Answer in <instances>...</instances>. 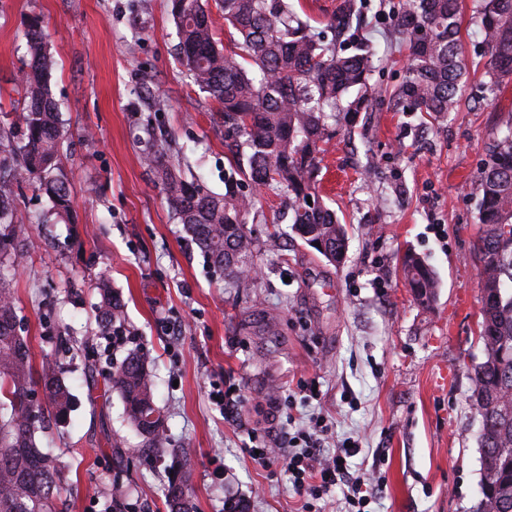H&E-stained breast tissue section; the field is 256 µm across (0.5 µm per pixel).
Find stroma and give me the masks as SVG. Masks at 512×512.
<instances>
[{
  "label": "stroma",
  "mask_w": 512,
  "mask_h": 512,
  "mask_svg": "<svg viewBox=\"0 0 512 512\" xmlns=\"http://www.w3.org/2000/svg\"><path fill=\"white\" fill-rule=\"evenodd\" d=\"M32 15L47 34L74 212L69 224L30 226V257L14 287L33 366L60 362L76 395L69 421L40 435L41 447L68 465L67 512H113L102 494L112 484L128 489L123 512H167L165 490L175 481L192 492L197 512H224L233 494L250 512H301L285 461L261 465L246 448L283 440L289 417L320 413L332 423L326 449L358 440L353 467L382 477L371 512H471L480 480L471 377L483 350L470 185L512 125V82L485 91L475 0H464L460 15L474 61L461 109L438 123L393 106L408 47L392 35L389 0H363L339 49L373 52V105L328 146L319 187L348 229L346 259L330 265L265 191L247 223L261 274L238 288L209 266L143 162L150 126L185 157L187 177L213 192H223L229 169L219 107L173 54L168 0H0L1 127L15 124L23 106ZM409 249L438 277L432 308L405 284ZM103 275L135 337L118 348L96 332L94 286ZM132 351L149 360L170 445L189 450L188 464L142 448L116 392L89 396L86 369L110 377ZM228 373L243 395L234 422L208 399L211 383ZM303 382L317 383L319 397L289 408Z\"/></svg>",
  "instance_id": "stroma-1"
}]
</instances>
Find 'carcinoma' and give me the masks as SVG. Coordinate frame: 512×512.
Listing matches in <instances>:
<instances>
[{
	"label": "carcinoma",
	"mask_w": 512,
	"mask_h": 512,
	"mask_svg": "<svg viewBox=\"0 0 512 512\" xmlns=\"http://www.w3.org/2000/svg\"><path fill=\"white\" fill-rule=\"evenodd\" d=\"M177 29L176 55L192 83L219 105L224 141L231 143L230 171L224 194L188 181L181 164L149 148L146 159L166 190L175 218L203 251L224 282L248 280L256 268V245L246 219L257 212V198L244 185L288 197L291 228L307 244L324 245L322 256L336 266V254L347 249L348 231L336 212L319 198L321 156L342 128L369 111L372 54L364 49L349 55L336 51L322 33L291 24L285 0H218L238 33L235 49L218 45L206 0H169ZM461 0H401L398 32L408 44L405 80L392 98L402 112H425L435 120L457 111L467 60L459 40ZM358 0H339L328 26L340 30L359 11ZM477 15L483 56L493 91L512 78V0H478ZM29 62L22 86L20 140L0 129V512H65L60 489L66 465L39 447L37 434L49 421H67L73 394L57 363L47 360L34 369L25 337L18 334L14 273L27 260L28 229L9 198L15 184L28 182L50 203L41 223L68 220L73 207L71 180L61 165L65 131L49 81V58L42 20L29 19L26 29ZM478 199L476 256L480 265L482 306L479 341L484 361L474 368L473 393L483 392L477 405L479 445L496 460L492 473L480 461V498L472 512H512V407L500 396L512 394V127L489 149V159L472 182ZM249 257L232 264L231 252ZM410 291L426 290L436 301L438 280L415 253L402 257ZM97 289L98 328L108 335L124 324V310L109 278ZM109 383L124 403L127 421L143 436L147 450L169 452L159 408L153 398V376L144 354L132 352L112 373ZM40 386L41 418L28 421V396ZM170 512H196L188 488L167 489Z\"/></svg>",
	"instance_id": "cac0c4a2"
}]
</instances>
